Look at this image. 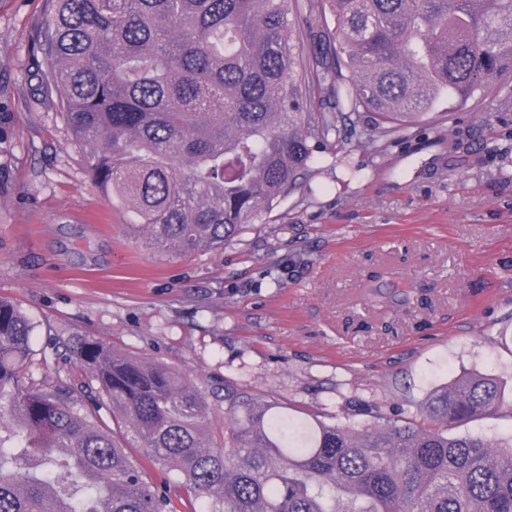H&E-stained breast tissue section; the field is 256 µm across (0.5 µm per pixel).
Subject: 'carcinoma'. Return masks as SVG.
Instances as JSON below:
<instances>
[{
	"instance_id": "cac0c4a2",
	"label": "carcinoma",
	"mask_w": 512,
	"mask_h": 512,
	"mask_svg": "<svg viewBox=\"0 0 512 512\" xmlns=\"http://www.w3.org/2000/svg\"><path fill=\"white\" fill-rule=\"evenodd\" d=\"M37 76L61 101L103 199L152 249L222 246L272 210L345 133L410 135L440 96L512 80V0H50ZM319 95L329 111L312 108ZM35 326L0 299V512H174L95 411L21 383ZM73 355L171 482L205 512H512V437L453 430L498 414L500 382L458 378L423 420L377 411L308 432L238 384L208 393L155 361L80 339ZM224 402L212 434L209 396Z\"/></svg>"
}]
</instances>
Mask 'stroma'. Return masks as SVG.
I'll use <instances>...</instances> for the list:
<instances>
[{
  "label": "stroma",
  "mask_w": 512,
  "mask_h": 512,
  "mask_svg": "<svg viewBox=\"0 0 512 512\" xmlns=\"http://www.w3.org/2000/svg\"><path fill=\"white\" fill-rule=\"evenodd\" d=\"M48 0H0V297L35 326L25 383L81 392L73 335L235 383L299 417L419 415L472 371L512 404V85L376 154L318 156L274 209L219 249L172 255L127 233L91 184L57 95L35 76ZM412 285L417 300L370 298Z\"/></svg>",
  "instance_id": "1"
}]
</instances>
